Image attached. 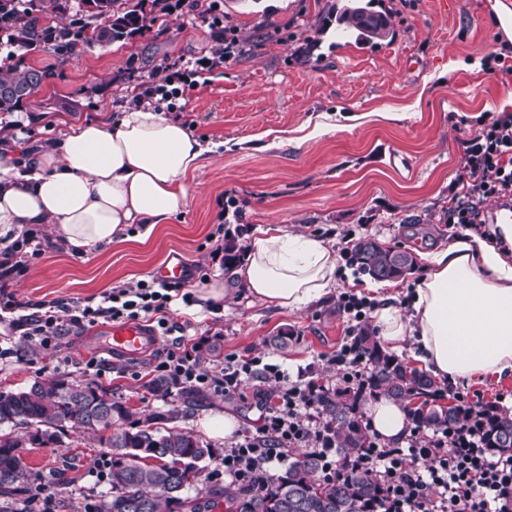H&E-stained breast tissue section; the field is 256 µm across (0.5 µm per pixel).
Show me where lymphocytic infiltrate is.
Returning <instances> with one entry per match:
<instances>
[{"mask_svg": "<svg viewBox=\"0 0 512 512\" xmlns=\"http://www.w3.org/2000/svg\"><path fill=\"white\" fill-rule=\"evenodd\" d=\"M201 20L217 33L211 55L148 84L134 96L135 104L154 107L175 98L179 85L188 83L196 69L223 64L238 51L223 18L206 9ZM464 166L468 178L448 203V224L456 231L484 227V204L494 198L512 197V113L485 118L476 135L466 141ZM172 289L153 281L104 292L99 302L50 301L37 312L12 320L23 337L43 347L57 345L70 327L99 321L139 319L153 314L158 328H166L165 312L173 302ZM336 371V383L356 392H366L370 365L356 343L340 346L327 357ZM157 377L174 385L213 388L235 394L244 380L270 383L261 397V424L253 433L238 434L224 451L221 464L229 483L249 487L264 480L271 470L287 467L301 449L318 455L325 479L333 480L349 470L369 472L382 491L375 512H512V452L501 454L487 446L490 419L497 406L457 394L465 412L452 426L410 427L403 442L389 444L369 432L366 445L350 456L337 453L332 433L320 411L319 398L326 386L320 369L309 365L298 380H290L280 365L263 357L225 359L220 371L200 366L184 344L170 349L155 366Z\"/></svg>", "mask_w": 512, "mask_h": 512, "instance_id": "f902f5d3", "label": "lymphocytic infiltrate"}]
</instances>
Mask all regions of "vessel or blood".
I'll use <instances>...</instances> for the list:
<instances>
[{
    "label": "vessel or blood",
    "mask_w": 512,
    "mask_h": 512,
    "mask_svg": "<svg viewBox=\"0 0 512 512\" xmlns=\"http://www.w3.org/2000/svg\"><path fill=\"white\" fill-rule=\"evenodd\" d=\"M190 268L176 258L158 267L156 282L164 285L180 284L188 279ZM161 335L145 321L127 319L98 328L87 338L90 348L127 359H139L157 349Z\"/></svg>",
    "instance_id": "b4317fda"
}]
</instances>
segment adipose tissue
<instances>
[{
	"instance_id": "1",
	"label": "adipose tissue",
	"mask_w": 512,
	"mask_h": 512,
	"mask_svg": "<svg viewBox=\"0 0 512 512\" xmlns=\"http://www.w3.org/2000/svg\"><path fill=\"white\" fill-rule=\"evenodd\" d=\"M207 152L180 120L142 106L111 126L86 122L56 146L0 140V236L46 224L67 249L89 254L138 224L146 241L184 210L185 179L204 166ZM499 231L501 247L468 231L425 254L429 271L413 289L410 312L391 304L376 311L390 349L413 341L425 368L452 382L512 373V261L504 256L512 225ZM234 276L252 297L291 311L340 285L331 245L278 226L253 237ZM368 412L385 442L404 437L400 403L382 396Z\"/></svg>"
}]
</instances>
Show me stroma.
<instances>
[{
  "instance_id": "1",
  "label": "stroma",
  "mask_w": 512,
  "mask_h": 512,
  "mask_svg": "<svg viewBox=\"0 0 512 512\" xmlns=\"http://www.w3.org/2000/svg\"><path fill=\"white\" fill-rule=\"evenodd\" d=\"M493 2L373 0L374 9L387 14L394 37L370 47L337 26L334 9L345 0H219L240 51L198 72L172 112L203 143L218 147L187 178V207L146 242H115L83 256L45 228L29 229L42 255L0 282V337L15 348L13 356L0 359V391L54 376L92 383L137 411L160 412L169 404L148 386L157 361L176 340L195 346L201 365L216 370L225 358L261 355L293 376L334 354L348 327L338 293L294 311L267 306L229 281L216 249L228 233L248 247L267 226L324 238L338 250L349 240L371 237L416 256L411 273L391 282L399 292L410 291L428 272L420 253L453 241L448 201L468 178L465 141L481 114L502 112L512 101V72L490 74L483 66L506 40ZM215 44L209 26L185 7L124 41L80 40L70 56L49 47L15 51L13 63L47 77L20 111L0 113V132L46 144L86 121H117L159 66L195 61ZM172 255L193 270L185 290L197 296L205 283L218 281L228 283L229 296L218 308L171 303L168 332L141 360L112 358L97 376L85 370L97 355L85 344L90 327L71 328L58 346L45 349L28 346L10 327L14 313L7 301L24 304L29 314L43 302H83L151 279ZM284 330L293 338L280 349L273 338ZM213 345L219 357L207 356ZM265 388L248 379L231 396L206 391L179 421V428L214 450L194 488L198 496L223 486L216 471L231 443L206 433L201 419L219 412L233 417L239 429L256 428L257 397ZM111 454L97 438L65 429L59 444L27 454L29 465L53 483L54 498L32 486L21 497L31 512H71L80 493L107 490L95 470Z\"/></svg>"
}]
</instances>
